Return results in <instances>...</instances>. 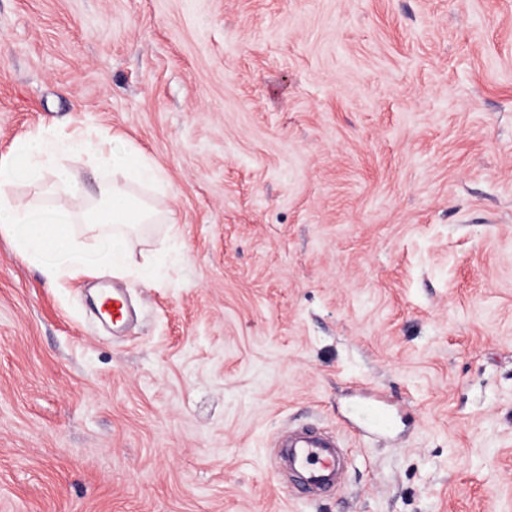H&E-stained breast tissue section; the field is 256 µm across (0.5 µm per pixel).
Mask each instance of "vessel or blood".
<instances>
[{
    "label": "vessel or blood",
    "mask_w": 512,
    "mask_h": 512,
    "mask_svg": "<svg viewBox=\"0 0 512 512\" xmlns=\"http://www.w3.org/2000/svg\"><path fill=\"white\" fill-rule=\"evenodd\" d=\"M359 425L374 432H388L395 426L390 401L374 397L354 405ZM273 458L288 461V492L303 499H316L342 490L346 451L335 436L326 432L295 430L286 447L274 449Z\"/></svg>",
    "instance_id": "b4317fda"
}]
</instances>
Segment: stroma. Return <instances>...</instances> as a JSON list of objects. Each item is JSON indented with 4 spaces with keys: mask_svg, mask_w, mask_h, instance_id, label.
I'll return each mask as SVG.
<instances>
[{
    "mask_svg": "<svg viewBox=\"0 0 512 512\" xmlns=\"http://www.w3.org/2000/svg\"><path fill=\"white\" fill-rule=\"evenodd\" d=\"M78 128L175 221L148 287L0 237V512H512V0H0V159ZM311 424L351 466L306 502ZM353 416L359 425L374 432H389L395 426V416L390 401L371 397L354 405ZM285 448H273L272 457L288 460V492L305 500L342 490L346 471V450L335 436L326 432L295 430Z\"/></svg>",
    "mask_w": 512,
    "mask_h": 512,
    "instance_id": "obj_1",
    "label": "stroma"
}]
</instances>
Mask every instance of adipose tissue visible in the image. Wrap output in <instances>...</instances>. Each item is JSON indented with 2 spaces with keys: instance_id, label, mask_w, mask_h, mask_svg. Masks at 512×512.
<instances>
[{
  "instance_id": "1",
  "label": "adipose tissue",
  "mask_w": 512,
  "mask_h": 512,
  "mask_svg": "<svg viewBox=\"0 0 512 512\" xmlns=\"http://www.w3.org/2000/svg\"><path fill=\"white\" fill-rule=\"evenodd\" d=\"M94 149L98 164L112 173L109 181L89 193L73 174L76 157ZM52 181L63 187L69 208L45 210L18 197L19 182ZM165 192L164 172L135 145L122 151L91 147L79 135L51 138L43 134L16 140L10 158L0 160V235L10 239L28 264L46 268L51 278L76 277L91 271L132 276L151 285L152 265L134 263L131 247L145 225L173 223L172 211L158 209L151 199L137 193V186ZM92 233L103 244L92 255L81 248L77 230Z\"/></svg>"
}]
</instances>
